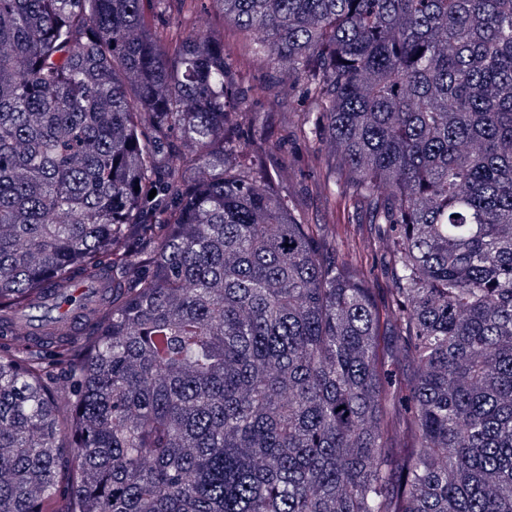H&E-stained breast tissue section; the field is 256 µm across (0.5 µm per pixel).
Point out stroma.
Here are the masks:
<instances>
[{
  "label": "stroma",
  "mask_w": 512,
  "mask_h": 512,
  "mask_svg": "<svg viewBox=\"0 0 512 512\" xmlns=\"http://www.w3.org/2000/svg\"><path fill=\"white\" fill-rule=\"evenodd\" d=\"M236 78L246 91L247 101L256 126L271 127L275 145L265 156L267 167L277 175L278 189L290 207L304 215L310 223L332 222L322 196L315 191L314 181L335 185L336 174L324 170L318 179L308 175L312 148L307 140L294 133V115L306 110L308 103L303 98L291 100L278 93L276 72L268 65H258L253 57L240 54L236 63ZM262 87V94H255V87Z\"/></svg>",
  "instance_id": "1"
}]
</instances>
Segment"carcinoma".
Returning a JSON list of instances; mask_svg holds the SVG:
<instances>
[{"label":"carcinoma","mask_w":512,"mask_h":512,"mask_svg":"<svg viewBox=\"0 0 512 512\" xmlns=\"http://www.w3.org/2000/svg\"><path fill=\"white\" fill-rule=\"evenodd\" d=\"M200 2L0 0V512H512V0H216L333 224ZM235 71L239 86L245 91L247 106L250 112H255L253 122L258 127L269 126L274 131L276 146L269 149L265 162L278 175L281 195L289 207L304 215L311 224L332 222L335 217L325 209L322 196L315 191L313 179L308 176L311 143L294 134V112L306 110L308 102L301 95L289 101L282 98L272 66H259L244 52L239 54ZM258 86L265 88L259 97L250 90Z\"/></svg>","instance_id":"cac0c4a2"}]
</instances>
